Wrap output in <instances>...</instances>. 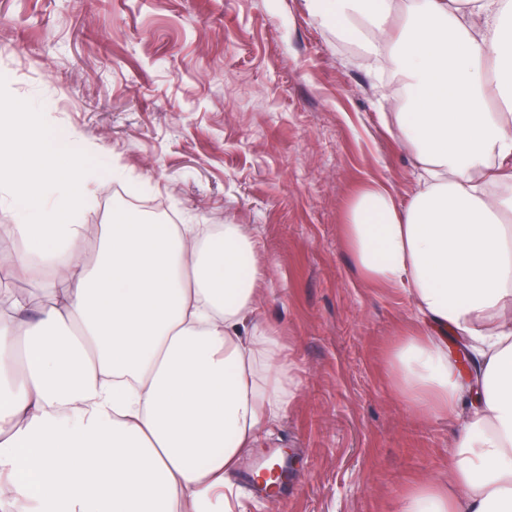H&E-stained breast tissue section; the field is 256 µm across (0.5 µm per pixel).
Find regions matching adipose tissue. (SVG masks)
Masks as SVG:
<instances>
[{
	"mask_svg": "<svg viewBox=\"0 0 512 512\" xmlns=\"http://www.w3.org/2000/svg\"><path fill=\"white\" fill-rule=\"evenodd\" d=\"M396 65L408 202L368 186L345 208L368 281L407 288L398 394L453 419L447 483L403 512H512V0H305ZM95 167L53 145L32 107L0 109L1 228L14 277L50 286L0 314V512H237L227 476L288 410L280 338L255 316L265 279L243 224H167L113 208L96 259ZM473 354L469 374L449 335Z\"/></svg>",
	"mask_w": 512,
	"mask_h": 512,
	"instance_id": "1",
	"label": "adipose tissue"
}]
</instances>
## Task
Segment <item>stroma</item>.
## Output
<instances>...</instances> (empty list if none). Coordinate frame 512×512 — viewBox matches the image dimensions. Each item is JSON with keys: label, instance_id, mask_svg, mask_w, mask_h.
<instances>
[{"label": "stroma", "instance_id": "35a3bbf8", "mask_svg": "<svg viewBox=\"0 0 512 512\" xmlns=\"http://www.w3.org/2000/svg\"><path fill=\"white\" fill-rule=\"evenodd\" d=\"M354 38L304 0H0V99L35 103L48 137L105 173L80 224L131 195L180 224H245L269 260L256 315L294 396L260 442L288 451V496L245 512H401L444 480L457 428L414 413L389 370L417 321L409 292L363 279L344 209L367 184L410 197L393 137L401 93L373 87Z\"/></svg>", "mask_w": 512, "mask_h": 512}]
</instances>
